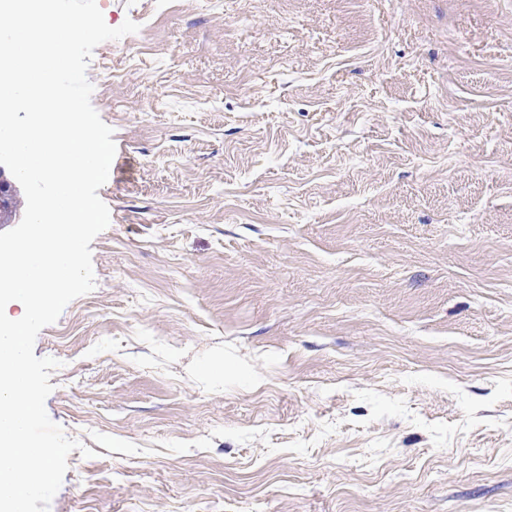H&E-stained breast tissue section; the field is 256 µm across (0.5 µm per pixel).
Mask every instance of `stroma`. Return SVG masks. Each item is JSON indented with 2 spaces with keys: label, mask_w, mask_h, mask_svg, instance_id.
<instances>
[{
  "label": "stroma",
  "mask_w": 512,
  "mask_h": 512,
  "mask_svg": "<svg viewBox=\"0 0 512 512\" xmlns=\"http://www.w3.org/2000/svg\"><path fill=\"white\" fill-rule=\"evenodd\" d=\"M96 3L49 512H512V0Z\"/></svg>",
  "instance_id": "stroma-1"
}]
</instances>
